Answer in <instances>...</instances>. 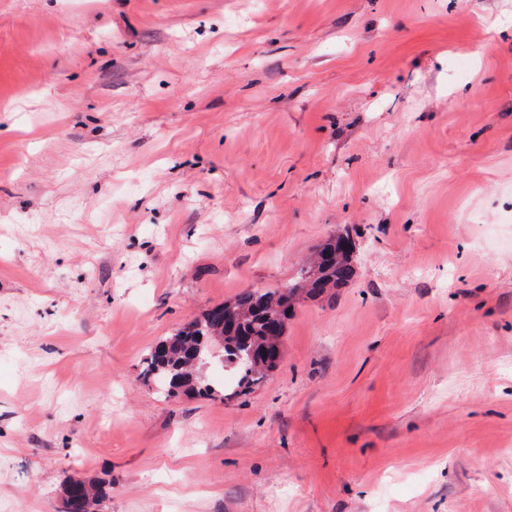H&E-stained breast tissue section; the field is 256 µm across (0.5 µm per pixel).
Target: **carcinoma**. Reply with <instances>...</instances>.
<instances>
[{"instance_id": "obj_1", "label": "carcinoma", "mask_w": 512, "mask_h": 512, "mask_svg": "<svg viewBox=\"0 0 512 512\" xmlns=\"http://www.w3.org/2000/svg\"><path fill=\"white\" fill-rule=\"evenodd\" d=\"M329 256L324 265L300 267L296 279L279 288L244 290L232 301L206 310L175 333L158 341L143 362L139 378L154 384L166 398L212 395L216 389L200 368L213 347L223 351L224 363L237 374V387L247 392L265 376V368L246 361L252 348L262 349L271 359L282 351V337L294 305L302 294L319 295L347 284L355 275L351 254L336 239L321 245L315 254ZM106 485L83 480L71 490L72 502L82 512H98L106 497Z\"/></svg>"}]
</instances>
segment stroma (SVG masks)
I'll return each instance as SVG.
<instances>
[{
  "label": "stroma",
  "instance_id": "1",
  "mask_svg": "<svg viewBox=\"0 0 512 512\" xmlns=\"http://www.w3.org/2000/svg\"><path fill=\"white\" fill-rule=\"evenodd\" d=\"M337 235L283 360L149 349ZM512 512V0H0V512ZM106 494V485L103 482L98 480H81L79 485L71 490L72 502L77 504L75 512H97L98 506L106 497ZM72 502L69 496L64 493L65 511H72ZM87 507L89 509H87ZM79 508H81L82 511H77Z\"/></svg>",
  "mask_w": 512,
  "mask_h": 512
}]
</instances>
